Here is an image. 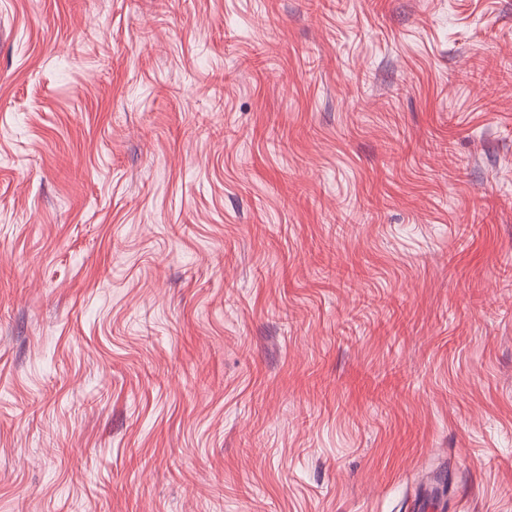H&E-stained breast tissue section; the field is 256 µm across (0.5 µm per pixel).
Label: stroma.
I'll list each match as a JSON object with an SVG mask.
<instances>
[{
	"label": "stroma",
	"instance_id": "35a3bbf8",
	"mask_svg": "<svg viewBox=\"0 0 512 512\" xmlns=\"http://www.w3.org/2000/svg\"><path fill=\"white\" fill-rule=\"evenodd\" d=\"M512 512V0H0V512Z\"/></svg>",
	"mask_w": 512,
	"mask_h": 512
}]
</instances>
